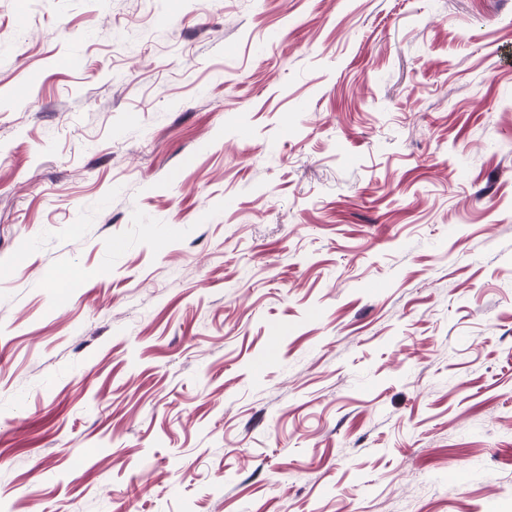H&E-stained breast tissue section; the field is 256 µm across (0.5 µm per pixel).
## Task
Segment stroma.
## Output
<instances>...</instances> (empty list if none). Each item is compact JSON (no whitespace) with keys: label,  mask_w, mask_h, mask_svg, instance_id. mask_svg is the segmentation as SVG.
<instances>
[{"label":"stroma","mask_w":512,"mask_h":512,"mask_svg":"<svg viewBox=\"0 0 512 512\" xmlns=\"http://www.w3.org/2000/svg\"><path fill=\"white\" fill-rule=\"evenodd\" d=\"M0 512H512V0H0Z\"/></svg>","instance_id":"1"}]
</instances>
